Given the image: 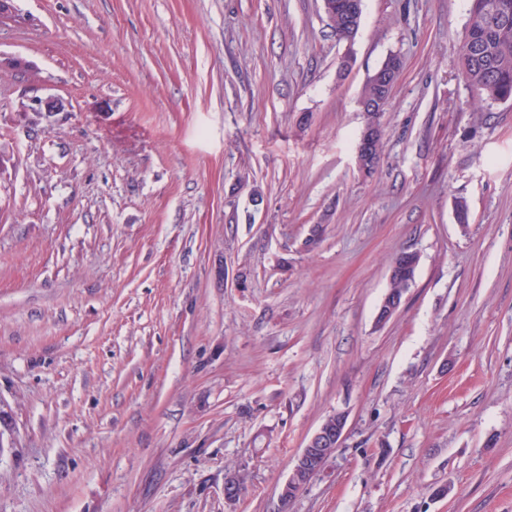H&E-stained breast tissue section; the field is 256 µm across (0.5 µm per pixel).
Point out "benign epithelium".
I'll return each mask as SVG.
<instances>
[{
  "mask_svg": "<svg viewBox=\"0 0 512 512\" xmlns=\"http://www.w3.org/2000/svg\"><path fill=\"white\" fill-rule=\"evenodd\" d=\"M402 67V60L398 55L389 56L374 74L377 84L382 92H387L390 88V80ZM66 109V102L59 97H50L45 100L35 102V111L63 112ZM382 139L381 130L370 127L364 130L357 148V165L361 166L369 161L376 160L375 153L377 146ZM347 419L340 417L336 422L331 418H326L318 429L308 439L306 445L296 456L292 467L289 480L281 491V497L286 498L292 493H299L305 486L320 472H322L336 451L345 434ZM243 496L242 486L235 477H228L224 482V500L229 504H234Z\"/></svg>",
  "mask_w": 512,
  "mask_h": 512,
  "instance_id": "benign-epithelium-1",
  "label": "benign epithelium"
}]
</instances>
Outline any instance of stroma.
Masks as SVG:
<instances>
[{"label":"stroma","mask_w":512,"mask_h":512,"mask_svg":"<svg viewBox=\"0 0 512 512\" xmlns=\"http://www.w3.org/2000/svg\"><path fill=\"white\" fill-rule=\"evenodd\" d=\"M13 5L0 512H512V101L459 74L469 0H363L349 43L322 0ZM392 54L368 175L359 99ZM394 264H397L402 269H404L406 271L407 276L406 277L396 276L395 275L396 273L400 274L399 269H398L399 267H397V266L393 267L389 274V278H391V277L392 278L390 280L389 290L386 293V295L388 293H390L391 291L399 292L403 288H404V291H403V295H404L405 292L407 291V289L410 288V284L408 283V281L410 280L413 283V281L415 279V273H416V269H417V265H418V256L413 252L404 251V252H401L396 257V259L394 260ZM336 414L329 415L308 439L306 445L296 456L289 480L281 491V499L289 494H298L320 472H322L336 451L345 434L347 419L343 414L340 423L331 420Z\"/></svg>","instance_id":"obj_1"}]
</instances>
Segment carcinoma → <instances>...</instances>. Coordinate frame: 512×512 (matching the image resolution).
<instances>
[{
  "label": "carcinoma",
  "mask_w": 512,
  "mask_h": 512,
  "mask_svg": "<svg viewBox=\"0 0 512 512\" xmlns=\"http://www.w3.org/2000/svg\"><path fill=\"white\" fill-rule=\"evenodd\" d=\"M327 0L330 12L336 14L333 32L338 40L347 39L350 28L346 17ZM460 72L465 84L489 103L512 100V0H470L468 21L460 51ZM394 263L406 276H393L389 290L410 288L415 279L418 256L400 253Z\"/></svg>",
  "instance_id": "carcinoma-1"
}]
</instances>
